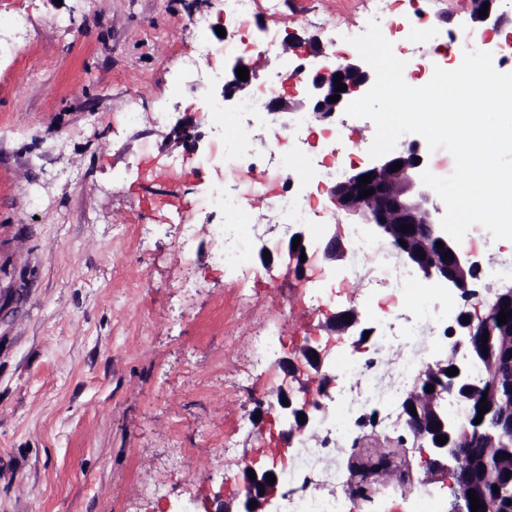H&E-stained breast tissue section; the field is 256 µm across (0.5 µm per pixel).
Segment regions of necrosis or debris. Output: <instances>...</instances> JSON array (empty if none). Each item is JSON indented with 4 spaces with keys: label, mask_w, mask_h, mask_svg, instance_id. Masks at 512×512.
I'll use <instances>...</instances> for the list:
<instances>
[{
    "label": "necrosis or debris",
    "mask_w": 512,
    "mask_h": 512,
    "mask_svg": "<svg viewBox=\"0 0 512 512\" xmlns=\"http://www.w3.org/2000/svg\"><path fill=\"white\" fill-rule=\"evenodd\" d=\"M299 81L295 63L287 61L261 84L240 95L233 111H226L220 103L210 107L218 119L217 134L208 154L201 157V165L235 175L257 169L262 172L259 183L247 187L226 186L201 202V211L215 208L223 213L222 221L213 224L211 232L223 245L217 259L225 268L242 267L250 259L255 229L245 222L244 199L264 197L265 186L274 185L273 215L276 224L285 230L295 224L310 223L316 191L346 173L343 162L315 160L302 150V143L313 130V119L307 113H296L287 125H271L269 101ZM245 115L251 117L250 125H242L241 118ZM350 235L354 249L343 270V279L360 281L368 271L364 264L369 261L373 268L368 272L375 285L392 291L418 286L416 273L400 262L389 244L368 239L356 224L351 226ZM411 312L401 335L383 333L371 357L340 366L336 395L346 420L324 427L322 437H329L330 445H323L322 437L301 439L294 465L284 474L288 484L309 482L318 486L338 482L340 473L329 451L342 447L346 441L348 421L361 417L366 408L375 405L392 407L415 383L425 336L438 335L440 328L454 316L455 306L433 295L428 302L413 305ZM389 353L395 354L396 360L385 371L381 363Z\"/></svg>",
    "instance_id": "obj_1"
}]
</instances>
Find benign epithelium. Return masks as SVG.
Masks as SVG:
<instances>
[{"mask_svg":"<svg viewBox=\"0 0 512 512\" xmlns=\"http://www.w3.org/2000/svg\"><path fill=\"white\" fill-rule=\"evenodd\" d=\"M489 4L485 16H480L484 4ZM472 30H480L487 36L500 29L503 14L499 13L497 0H472L470 16ZM325 56L324 47L316 43L309 56L303 58L298 65L301 76L302 96L296 101L283 97H275L270 102L272 114L284 117L293 111L305 110L318 121L331 122L336 115L345 110L347 104L363 96L372 86L375 74L371 67L360 56H345L343 60L326 65L322 61ZM258 60L253 56L242 57L230 61L224 67V82L219 96L229 105L234 98L252 85L256 76ZM248 69L249 80L242 81L237 77V68ZM341 75V83L347 86L344 91H336L335 77ZM340 95L334 102L329 98ZM170 136L183 144L187 150L194 152L199 149L202 134L198 124L193 120H182L170 131ZM402 163V167L393 171L394 163ZM427 170V153L422 142L414 137L402 148L392 151L380 158H370L362 166L356 167L345 174L344 178L327 188L331 202L337 209L354 216L363 224L372 240L385 239L395 250L398 257L407 265L419 272L427 284L439 291L459 296L468 303L480 296L474 285L480 280L481 262L471 254L459 250L448 241V235L440 226L443 216L442 208L436 203L434 191L423 185L421 173ZM373 174L368 184L359 182V177ZM374 189V193L359 198L361 190ZM413 227L408 233L401 226ZM300 238L297 248H292L294 238ZM442 242L438 248L436 242ZM346 252L343 242L336 236L333 225H327L326 232L319 245L313 248L306 231V225L297 224L288 235L286 273L296 279L308 283L313 276L308 274L314 261L334 262ZM424 256H419V253ZM306 259H301V255ZM493 299L487 304V314L474 322L463 323V318H456V325L446 330L448 335L449 357L454 360H465L468 351L483 335H494L495 332L512 334V286L498 288L491 292ZM509 314L506 323L500 325L492 320L499 313ZM351 318L346 319L344 315ZM325 330L328 337L339 339L353 331L358 341H364V320L359 311L351 306L328 315ZM284 373L281 383L269 392L267 403H259L257 413L275 412L281 423V432L277 435L278 452L272 461L256 454L243 471V485L238 508L230 504H221L218 512H272L271 507L279 498L287 493L283 491L281 474L278 470V459L285 457L289 449L297 447L301 435L312 431L320 423L326 413L323 399L331 397L330 390L336 386L335 366L328 359L327 346L320 342L319 337L305 338L291 355L278 361ZM442 362L427 363L419 371L412 390L407 395L402 416L404 423L414 441H426L433 449L432 466L435 470L452 469L456 477L453 500L448 512H468L471 502L468 492L473 490L480 500L482 509L479 512H505L502 496L491 495L485 490V484L494 483L497 477L487 471L483 477L474 475L472 460L465 448L470 439V431L466 423L448 413V407L441 404L439 386L433 391H426L432 384V378L438 374ZM480 377L492 384L512 385V375L501 361L489 360L480 367ZM287 403H282V399ZM416 414H411V411ZM304 414L305 422L298 420V414ZM460 435V443L440 445L436 438L444 436L448 439L453 434ZM253 471L255 478H250L248 471ZM276 477L275 482H266L267 474ZM264 489H259V485ZM257 502L258 506L251 509L249 503Z\"/></svg>","mask_w":512,"mask_h":512,"instance_id":"obj_1","label":"benign epithelium"}]
</instances>
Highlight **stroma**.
<instances>
[{"instance_id": "stroma-1", "label": "stroma", "mask_w": 512, "mask_h": 512, "mask_svg": "<svg viewBox=\"0 0 512 512\" xmlns=\"http://www.w3.org/2000/svg\"><path fill=\"white\" fill-rule=\"evenodd\" d=\"M369 7L256 0L238 24L221 0H0V40L16 44L0 53V512H213L239 497L280 430L272 413L251 422L281 381L255 345L290 355L359 289L313 303L281 262L225 269L209 224L189 237L177 224L213 176L166 135L185 117L212 131L203 107L225 59L205 80L190 69L198 31L218 49L217 26L267 30L265 74L292 36L300 54L313 38L329 61L354 54L342 33ZM19 15L17 39L5 19ZM385 17L432 25L407 45L423 58L472 27L470 0H388ZM432 457L385 427L353 430L336 451L344 512H415L425 493L449 505L455 477L431 474Z\"/></svg>"}]
</instances>
